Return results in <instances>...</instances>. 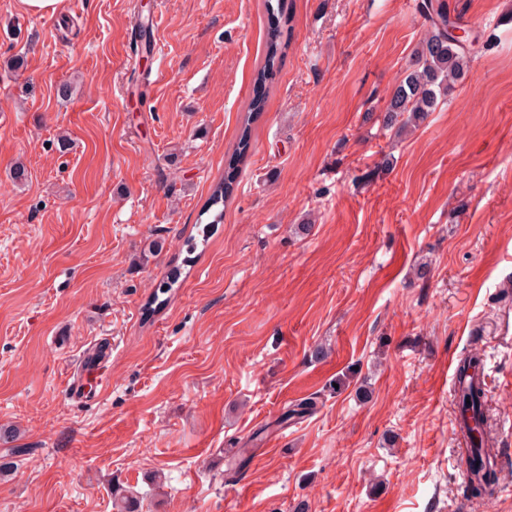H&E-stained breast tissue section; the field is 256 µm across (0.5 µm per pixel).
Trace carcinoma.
I'll list each match as a JSON object with an SVG mask.
<instances>
[{
	"label": "carcinoma",
	"mask_w": 512,
	"mask_h": 512,
	"mask_svg": "<svg viewBox=\"0 0 512 512\" xmlns=\"http://www.w3.org/2000/svg\"><path fill=\"white\" fill-rule=\"evenodd\" d=\"M427 31L413 53V58L406 75L390 95L383 109L382 124L394 135L408 130L423 121L428 114L436 109L439 102L452 92L457 84L465 77L473 54L477 52L475 45L479 44L481 35L472 32V39L458 40L452 35L450 27L455 24L448 16L445 5L439 0H421L419 5ZM291 17L277 8L272 12L273 31L266 42L263 64L257 70L254 78L256 96L253 107L259 108L265 86L276 72L285 43L280 40L281 30L290 29ZM254 115L247 113L244 118L241 133L238 138L235 153L226 161L224 176L212 188L206 205L207 209L218 208L212 223H219L224 202L229 196L235 183L240 163L247 156L251 147V124ZM179 276L174 274L160 282L158 292L153 294L145 304V310L151 313L163 305L159 294L169 293L177 284ZM480 358L472 354L460 364L461 377L466 379V386L460 391L458 407L461 410L463 427L470 444V466L473 474L472 490L476 495L492 491L496 483V475L484 471L483 452L488 439L485 428L483 401L485 397L484 384L475 375L468 373V368L479 370ZM117 512H138L137 501L123 493L117 486L112 487Z\"/></svg>",
	"instance_id": "carcinoma-1"
}]
</instances>
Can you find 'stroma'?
<instances>
[{"mask_svg": "<svg viewBox=\"0 0 512 512\" xmlns=\"http://www.w3.org/2000/svg\"><path fill=\"white\" fill-rule=\"evenodd\" d=\"M418 2L285 0L216 225L202 208L254 97L265 0H0V512H115L116 485L139 512H512V0H444L482 46L397 139L381 114L426 33ZM143 71L163 78L132 89ZM473 353L489 499L449 370ZM291 17L283 11L282 7L277 8L276 12L272 8V34L266 42L265 55L263 64L257 70L254 78V84L256 87V96L253 100V109L249 111L244 118L241 133L238 138L235 153L232 154L226 161L224 166V176L219 182L212 188L211 194L208 198L206 205L207 211L213 207H222L214 215L212 220L213 224H219L220 219L224 210V202L229 196L233 184L235 183L239 170L240 163L247 156L251 147V124L254 121L253 112H257L259 104L262 99V94L265 86L272 79L273 74L276 72L280 58L285 47V42L280 40L281 29H286L287 32L291 29L289 23ZM253 114V115H252Z\"/></svg>", "mask_w": 512, "mask_h": 512, "instance_id": "35a3bbf8", "label": "stroma"}]
</instances>
